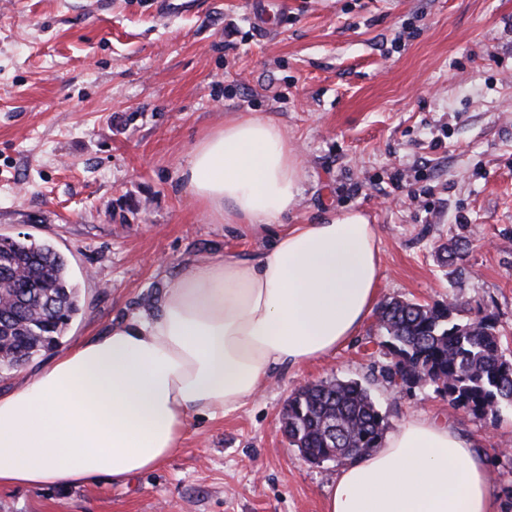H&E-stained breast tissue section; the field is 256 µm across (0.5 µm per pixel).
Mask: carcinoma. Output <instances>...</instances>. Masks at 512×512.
<instances>
[{
	"mask_svg": "<svg viewBox=\"0 0 512 512\" xmlns=\"http://www.w3.org/2000/svg\"><path fill=\"white\" fill-rule=\"evenodd\" d=\"M80 310L69 264L52 244L26 234L0 236V376L57 347ZM458 305L392 299L381 306L382 366L395 389L419 382L477 418L512 406V359L494 318L455 321ZM283 429L304 458H355L381 447L384 419L354 380L306 385L289 398Z\"/></svg>",
	"mask_w": 512,
	"mask_h": 512,
	"instance_id": "obj_1",
	"label": "carcinoma"
}]
</instances>
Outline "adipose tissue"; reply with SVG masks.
I'll list each match as a JSON object with an SVG mask.
<instances>
[{"label": "adipose tissue", "instance_id": "ef3b65f1", "mask_svg": "<svg viewBox=\"0 0 512 512\" xmlns=\"http://www.w3.org/2000/svg\"><path fill=\"white\" fill-rule=\"evenodd\" d=\"M203 211L249 255L194 263L154 314L78 342L0 394V488L79 487L162 465L190 416L252 398L282 367L347 345L379 303L381 249L360 211L292 224L303 170L273 120L238 112L181 171ZM325 512H496L482 448L417 415L344 467Z\"/></svg>", "mask_w": 512, "mask_h": 512}]
</instances>
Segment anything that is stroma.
I'll return each mask as SVG.
<instances>
[{
    "mask_svg": "<svg viewBox=\"0 0 512 512\" xmlns=\"http://www.w3.org/2000/svg\"><path fill=\"white\" fill-rule=\"evenodd\" d=\"M236 112L273 119L301 161L289 223L363 212L380 239L381 301L492 315L512 357V0H0V235L53 243L82 300L58 350L0 377L1 394L157 308L190 263L264 247L227 235L181 178ZM457 240L462 262L444 264ZM380 334L370 317L242 407L191 417L151 472L0 488V512H324L342 465L302 459L280 417L292 392L336 378L369 390L387 432L423 414L484 448L512 512V407L479 419L429 386L394 391Z\"/></svg>",
    "mask_w": 512,
    "mask_h": 512,
    "instance_id": "35a3bbf8",
    "label": "stroma"
}]
</instances>
